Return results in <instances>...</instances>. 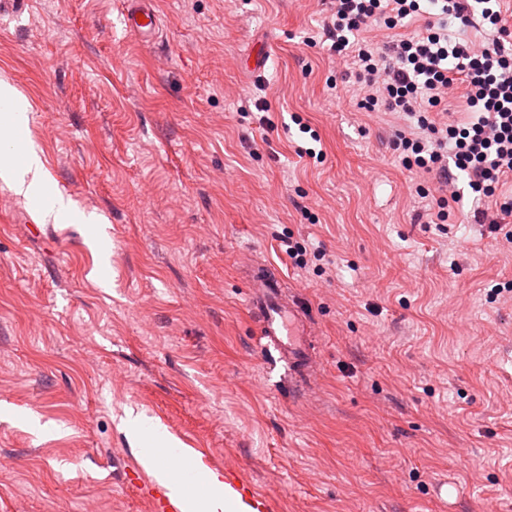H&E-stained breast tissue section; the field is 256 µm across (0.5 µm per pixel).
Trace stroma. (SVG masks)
<instances>
[{"instance_id":"stroma-1","label":"stroma","mask_w":512,"mask_h":512,"mask_svg":"<svg viewBox=\"0 0 512 512\" xmlns=\"http://www.w3.org/2000/svg\"><path fill=\"white\" fill-rule=\"evenodd\" d=\"M122 2L0 19L48 180L112 231L103 282L91 225L0 181V512H150L131 412L275 512H512V247L421 218L428 177L329 57V0H157L149 46ZM260 84L268 146L238 116ZM261 265L312 312L301 396L256 343Z\"/></svg>"}]
</instances>
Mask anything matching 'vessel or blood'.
<instances>
[{"instance_id":"vessel-or-blood-1","label":"vessel or blood","mask_w":512,"mask_h":512,"mask_svg":"<svg viewBox=\"0 0 512 512\" xmlns=\"http://www.w3.org/2000/svg\"><path fill=\"white\" fill-rule=\"evenodd\" d=\"M122 22L143 42L155 43L160 32L156 0H124ZM248 307L257 322L261 350L288 369L289 390H307L312 378L315 345L305 299L298 294L285 295L281 275L267 268L248 281ZM129 482L148 495L152 512H184L183 504L171 497L164 485L147 478L139 468H132ZM224 486L253 512H272L269 500L253 492L249 482L238 473L225 471Z\"/></svg>"}]
</instances>
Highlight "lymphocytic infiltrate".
<instances>
[{
	"mask_svg": "<svg viewBox=\"0 0 512 512\" xmlns=\"http://www.w3.org/2000/svg\"><path fill=\"white\" fill-rule=\"evenodd\" d=\"M439 6L438 23L400 39L374 45L362 37L376 25L404 27L420 11V0H333L323 25L330 51L351 65L364 91L360 106L369 112L406 116L396 128L392 148L406 169L434 175L441 185L464 173L478 203L472 218L483 224L489 210L512 217V200L499 190L512 178V26L494 0H429ZM462 26L481 21L494 33L482 51L451 38L449 19ZM457 89L469 121L448 123L436 112L448 108V91Z\"/></svg>",
	"mask_w": 512,
	"mask_h": 512,
	"instance_id": "obj_1",
	"label": "lymphocytic infiltrate"
}]
</instances>
